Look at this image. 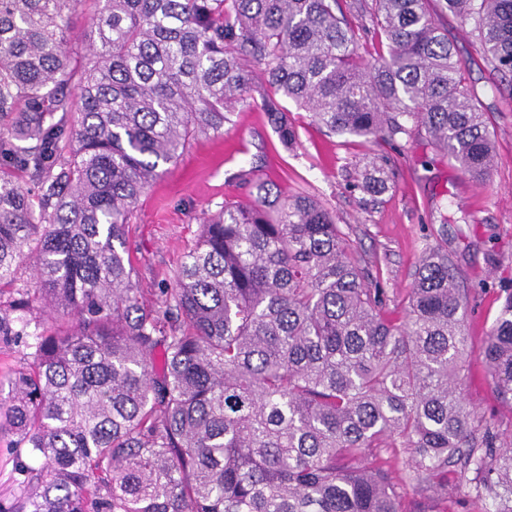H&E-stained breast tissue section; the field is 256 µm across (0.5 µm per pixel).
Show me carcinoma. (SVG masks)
Listing matches in <instances>:
<instances>
[{
	"label": "carcinoma",
	"instance_id": "1",
	"mask_svg": "<svg viewBox=\"0 0 512 512\" xmlns=\"http://www.w3.org/2000/svg\"><path fill=\"white\" fill-rule=\"evenodd\" d=\"M0 0V437L17 490L0 512H403L448 497L512 501V447L467 401L464 308L448 248L421 260L404 320L348 255L336 216L256 184L205 213L147 301L126 235L145 191L239 105L297 139L291 102L339 136L422 129L478 181L493 132L434 0H364L359 51L337 0ZM512 72V0H442ZM263 66L257 81L252 64ZM357 188L389 189L369 163ZM36 286L20 282L21 264ZM482 361L512 404V288ZM410 454L394 481L376 449ZM95 4L92 1L85 2L73 18V34L71 40V49L74 52L78 64L81 62L84 53V43L82 40L83 32L87 25L88 17L94 12ZM26 350L22 347L0 344V378L8 376L15 369L25 366Z\"/></svg>",
	"mask_w": 512,
	"mask_h": 512
}]
</instances>
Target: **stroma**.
<instances>
[{
    "mask_svg": "<svg viewBox=\"0 0 512 512\" xmlns=\"http://www.w3.org/2000/svg\"><path fill=\"white\" fill-rule=\"evenodd\" d=\"M439 22L489 113L495 165L487 180L463 173L422 132L378 144L328 134L294 108L290 118L298 139L287 147L265 112L240 106L222 135L192 140L140 198L129 244L137 284L155 298L194 244L203 212L226 201H252L260 179L288 196H315L333 211L351 249L362 256L370 285L383 290L389 316L400 320L423 251L446 243L469 294L471 367L464 394L479 416L512 435V406L496 398L479 358L501 295L512 287V76L486 60L471 24L450 14ZM373 158L385 162L391 183L375 200L356 187L364 163Z\"/></svg>",
    "mask_w": 512,
    "mask_h": 512,
    "instance_id": "stroma-1",
    "label": "stroma"
}]
</instances>
